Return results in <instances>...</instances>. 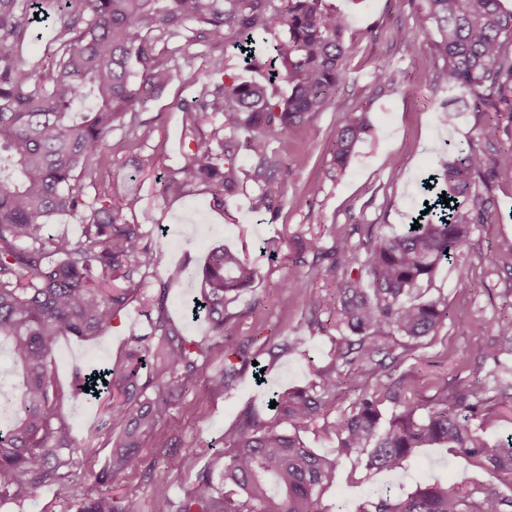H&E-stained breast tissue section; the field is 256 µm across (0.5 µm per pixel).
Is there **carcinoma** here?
Listing matches in <instances>:
<instances>
[{
    "label": "carcinoma",
    "instance_id": "carcinoma-1",
    "mask_svg": "<svg viewBox=\"0 0 512 512\" xmlns=\"http://www.w3.org/2000/svg\"><path fill=\"white\" fill-rule=\"evenodd\" d=\"M425 2L411 30L394 32L393 40L409 63L415 36L435 31L442 61L436 85L451 101L485 113L494 128L503 113L512 116V13L502 12L499 0ZM37 12L56 15L58 27L47 63L29 67L21 52ZM347 29V17L322 0H0V341L10 342L15 367L11 419L0 424V502L71 481L76 512H143L140 499L107 486L142 466L145 437L196 388L211 355L224 357V366L205 379L213 394L229 391L249 369L271 370L253 366L258 351L228 334L243 317L229 307L253 287L257 269L240 253L213 247L194 307L211 336L186 338L168 315V284L151 294L142 288L152 249L143 225L127 218L139 196L114 180L94 187L91 198L85 181L111 164L109 138L125 118L139 140L152 138V125L139 113L177 80L199 90L180 103L189 142L163 192L179 194L198 183L222 209L248 179L258 190L254 210H275L281 160L271 142L336 98L347 79ZM187 32L207 44H233L249 68L268 70L269 77L227 83L222 55L210 57L205 81L175 68L168 44ZM258 32L274 36L268 56L254 45ZM280 81L288 84L286 96L279 95ZM208 112L222 122L206 133L201 122ZM368 130L365 117L352 115L337 131L339 170ZM242 150L252 159L246 172L238 164ZM489 168L512 171V147L491 157L477 143L448 145L430 173L432 190L422 199L428 213L417 216L418 228L360 244L364 275L350 270L357 247L337 238L329 269L341 274L333 293L305 295L306 328L332 339L330 362L308 385L273 392L270 419L246 408L224 435V453L195 473L194 489L175 497L169 486H154L151 512H325L322 495L338 460L356 457L369 475L396 472L422 448L462 454L487 479L468 486L427 480L398 499L377 492L355 512H512V434L494 443L484 436L498 425L505 403L512 404V384L498 378L493 387L478 381L450 391L436 379L437 396L408 402L404 377L392 373L406 355L386 351L389 338L421 341L448 321V304L424 297L422 282L457 257L474 225L495 214L480 190ZM58 215L77 218L82 234L45 235ZM136 299L145 307L147 333L128 338L121 362L75 373L77 390L87 385L107 394L99 430L111 435L95 486L83 487L74 478L86 449L58 412L53 353L63 336L101 335ZM308 340L285 336L268 351L276 358ZM340 390L353 398L330 420L329 400ZM320 419L336 437L333 459L299 436Z\"/></svg>",
    "mask_w": 512,
    "mask_h": 512
}]
</instances>
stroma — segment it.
Here are the masks:
<instances>
[{"label":"stroma","instance_id":"35a3bbf8","mask_svg":"<svg viewBox=\"0 0 512 512\" xmlns=\"http://www.w3.org/2000/svg\"><path fill=\"white\" fill-rule=\"evenodd\" d=\"M323 5L350 20L347 80L333 104L293 134L272 141V149L284 160L278 176L281 202L276 210L259 214L252 209L255 187L251 184L226 199L220 210L213 208L210 195L201 187L190 188L179 197L162 193V177L182 164L187 149L179 104L192 92L179 83H171L141 112V119L155 128L150 140L135 143L127 127L112 133V166L99 179L108 183L135 177L141 203L132 220L143 225L153 251L145 285L154 289L159 282L169 281L166 306L184 335L203 338L207 324L186 316L197 282L185 276L170 280V273L180 265L199 270L216 245L238 251L257 268L258 277L237 302V310L245 317L234 334L244 341L269 337L280 342L305 330V291L324 293L335 283L327 261L307 251L311 236H320L323 248L330 251L337 230L355 244L371 233L401 232L410 222L419 182L437 166L444 143L481 144L489 139L498 146L512 145L510 118H501L492 133L483 113L470 110L449 118L447 95L434 82L430 36H418L420 63L408 68L404 50L392 41L391 34L411 28L421 0H323ZM386 62L397 71L395 84L376 78L379 66ZM352 112L366 114L370 131L346 170L340 172L333 162L332 144ZM313 183L321 186L315 195L308 191ZM487 185L497 215L476 225L458 260L441 264L423 285L426 297L447 302L448 321L435 338L420 345L409 346L401 337L393 342V352L406 356L396 373L406 379L407 400L433 397L430 382L435 376L447 378L452 388L478 380L494 382L496 363L482 359L481 352L496 343V323L512 319V173L495 172ZM291 273L301 275L303 284L282 293L279 283ZM146 326L143 308L135 301L101 337L82 341L64 336L55 349V380L64 393L59 411L76 441L87 449L76 468L78 482L85 485H93L110 447L106 435L96 430L101 404L70 395L73 373L100 361H118L128 336L145 332ZM332 352L330 338L318 336L300 350L280 356L265 384L255 383L247 373L233 390L218 397L198 385L146 440L142 456L153 467L151 478L138 472L119 476L112 482L113 494L133 495L146 502L153 485L159 483L169 485L177 495L191 491L193 471H169L164 464L167 455L191 453L197 465H204L222 449L225 432L246 407L262 406L269 390L305 385L313 378V366L325 365ZM484 477L465 457L445 448L421 449L406 469L395 474L369 475L356 459H344L323 494L322 506L325 512H355L377 489L399 498L426 479L454 484ZM72 506L71 487L46 486L24 502L1 503L0 512H70Z\"/></svg>","mask_w":512,"mask_h":512}]
</instances>
